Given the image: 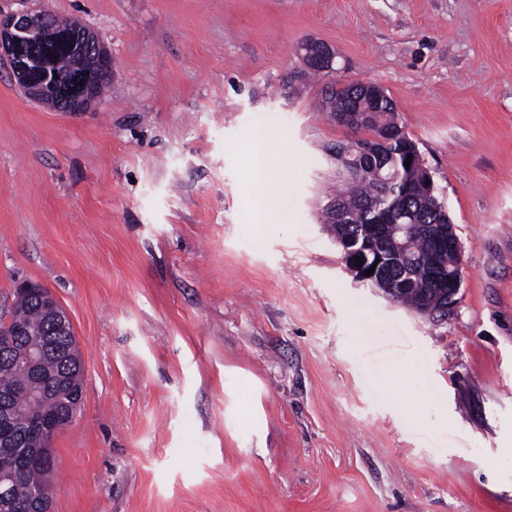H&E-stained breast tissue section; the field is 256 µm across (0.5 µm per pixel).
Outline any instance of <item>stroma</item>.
<instances>
[{"label": "stroma", "instance_id": "obj_1", "mask_svg": "<svg viewBox=\"0 0 512 512\" xmlns=\"http://www.w3.org/2000/svg\"><path fill=\"white\" fill-rule=\"evenodd\" d=\"M29 5L114 68L73 115L0 58V308L49 289L84 358L52 512H512V0ZM307 38L334 70L292 94ZM337 81L383 86L431 171L463 252L445 322L318 221ZM258 139L284 223L253 214Z\"/></svg>", "mask_w": 512, "mask_h": 512}]
</instances>
